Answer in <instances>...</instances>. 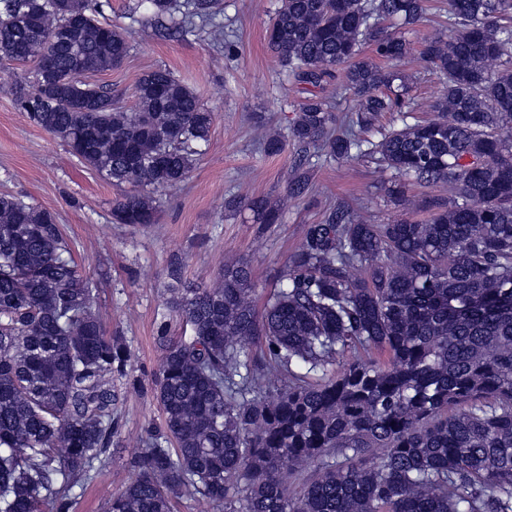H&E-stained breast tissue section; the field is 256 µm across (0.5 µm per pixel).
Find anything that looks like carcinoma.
Here are the masks:
<instances>
[{
  "mask_svg": "<svg viewBox=\"0 0 512 512\" xmlns=\"http://www.w3.org/2000/svg\"><path fill=\"white\" fill-rule=\"evenodd\" d=\"M140 23L167 34L218 0H144ZM103 0H0V67L32 65L15 105L72 155L131 191L117 224L155 221L156 189L181 185L215 113L169 69L144 72L134 106L85 75L120 67L126 29ZM427 0H280L268 45L288 78L320 88L295 114L299 148L365 155L421 185L447 182L427 221L370 224L343 205L310 224L263 308L248 265L212 284L176 282L161 304L154 381L163 425L141 439L138 476L102 512H173L189 496L221 512H512V0H448V37L421 56L444 87L438 116L414 112L400 27ZM372 57H360L362 47ZM53 70L42 67L45 58ZM358 98L334 133L331 103ZM299 162L288 188H308ZM259 224L279 212L240 196ZM177 317L191 335L168 336ZM130 354L105 334L95 284L56 217L0 194V512H72L110 463L115 381Z\"/></svg>",
  "mask_w": 512,
  "mask_h": 512,
  "instance_id": "carcinoma-1",
  "label": "carcinoma"
}]
</instances>
